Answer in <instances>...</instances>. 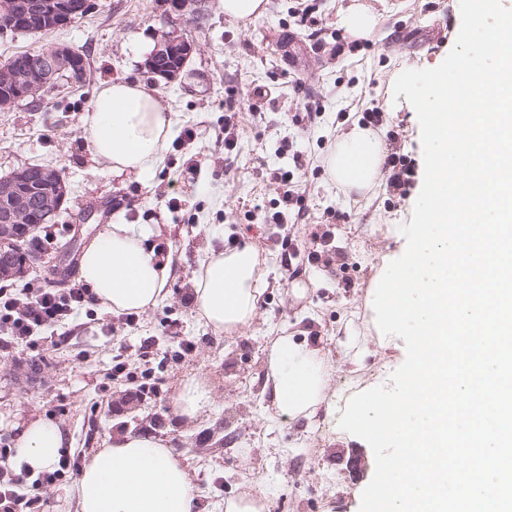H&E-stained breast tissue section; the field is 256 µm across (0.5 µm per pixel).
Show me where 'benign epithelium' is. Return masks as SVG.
<instances>
[{"label":"benign epithelium","mask_w":512,"mask_h":512,"mask_svg":"<svg viewBox=\"0 0 512 512\" xmlns=\"http://www.w3.org/2000/svg\"><path fill=\"white\" fill-rule=\"evenodd\" d=\"M8 19L5 26L13 31L34 33L30 16L26 11L30 5L20 0H6L0 4ZM88 9V0H54L49 14L41 8L36 12L48 19L52 26L70 24ZM193 52L192 44L177 32L165 33L148 56L144 67L149 73L167 81L175 80L180 68L172 61L181 58L186 64ZM76 52L68 45L60 44L45 52L37 62L17 60L13 65L0 69V107L9 110L22 101L31 99L36 92L56 82L65 75L75 59ZM60 181L57 171L45 167H20L9 176L0 179V277L12 278L23 272L15 262L22 241L36 228L51 222L57 215L62 200L53 197H33L20 194L16 184L21 182L46 183Z\"/></svg>","instance_id":"benign-epithelium-1"}]
</instances>
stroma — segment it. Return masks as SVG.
<instances>
[{
    "label": "stroma",
    "instance_id": "35a3bbf8",
    "mask_svg": "<svg viewBox=\"0 0 512 512\" xmlns=\"http://www.w3.org/2000/svg\"><path fill=\"white\" fill-rule=\"evenodd\" d=\"M353 0H308L301 17L295 0H267L250 22L224 15L222 0H91L71 24L39 34L0 29V66L14 55L66 44L86 57L84 85L44 89L36 102L0 112V177L23 165L61 172L68 194L55 220L37 232L53 256L73 242L66 283L79 280L85 246L107 224H159L151 237L169 259V295L113 330V313L86 305L58 324L65 344L42 341L0 351V441L43 418L68 434L71 455L87 458L128 428L169 442L188 469L199 512H224L225 500L253 491L264 512H359L375 461L369 444L338 426L345 406L340 384L362 377L363 389L389 384L402 350L380 345L372 310L375 276L385 255L399 252L423 184L420 125L405 101H392L389 80L408 69L440 65L461 26L459 0H360L378 24L360 37L341 17ZM177 31L194 46L175 81H157L144 68L162 33ZM135 80L153 90L174 119L163 160L148 177L113 174L91 151L83 116L105 81ZM250 95L233 153L224 151L225 106ZM317 108L307 111L308 101ZM379 107L377 132L386 152L411 159L410 188H391L381 173L365 194L344 193L324 163L336 137L360 112ZM202 135L192 151L178 146L184 128ZM396 139H387V132ZM307 155L294 182L302 213L274 224L279 186L275 169L292 170L293 151ZM201 164L187 167L188 158ZM250 245L264 260L266 289L260 316L242 334L216 333L200 319L191 282L210 251L229 239ZM176 321V335L164 327ZM321 347L329 359L330 411L288 422L268 409L265 358L276 337ZM195 345L181 356V341ZM150 358H143L144 346ZM149 374L150 388L112 381L114 358ZM192 379L205 383L212 403L190 418L174 401ZM76 477L25 485L32 512H76Z\"/></svg>",
    "mask_w": 512,
    "mask_h": 512
}]
</instances>
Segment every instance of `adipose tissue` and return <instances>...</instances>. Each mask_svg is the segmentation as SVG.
<instances>
[{
    "mask_svg": "<svg viewBox=\"0 0 512 512\" xmlns=\"http://www.w3.org/2000/svg\"><path fill=\"white\" fill-rule=\"evenodd\" d=\"M84 123L92 150L113 173L144 177L159 164L173 118L153 92L131 81L100 84ZM379 135L358 124L341 132L325 165L344 192L370 189L381 174ZM154 224H109L84 249L79 277L95 301L115 312H144L168 295L171 274L148 240ZM264 273L250 246L210 253L193 279L196 309L213 330L228 335L258 316ZM264 391L275 416L295 421L327 406L328 368L320 348L290 336L273 342ZM67 435L36 419L20 431L10 467L53 469ZM76 512H198L191 475L160 438L118 431L91 454L75 486Z\"/></svg>",
    "mask_w": 512,
    "mask_h": 512,
    "instance_id": "obj_1",
    "label": "adipose tissue"
}]
</instances>
